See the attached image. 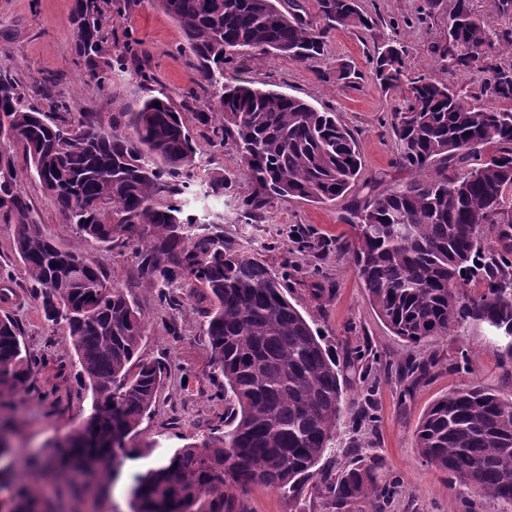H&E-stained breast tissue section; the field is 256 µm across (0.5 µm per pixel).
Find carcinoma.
Instances as JSON below:
<instances>
[{
  "instance_id": "cac0c4a2",
  "label": "carcinoma",
  "mask_w": 512,
  "mask_h": 512,
  "mask_svg": "<svg viewBox=\"0 0 512 512\" xmlns=\"http://www.w3.org/2000/svg\"><path fill=\"white\" fill-rule=\"evenodd\" d=\"M114 0H74L77 63L86 84L110 87L124 58H112L102 31ZM181 27L193 55L196 88L175 107L166 94L137 99L112 113L71 117L67 104L46 112L28 88L0 69V134L23 148L29 175L76 228L62 248L30 217L8 148H0V215L15 224L18 258L46 320L67 326L91 412L56 447L42 469L80 467L76 476L109 474L113 462L140 456L130 445L150 414L164 366L139 360L145 332L139 307L86 254L95 244L134 246L138 283L161 303L180 306L171 289L191 280L210 302L205 312L215 369L230 405L222 438L178 448L136 478L133 512H239L233 488L264 485L293 500L309 480L336 510L390 493L377 484V462L337 471L319 467L335 447L343 410L341 377L360 351L337 360L285 297L279 277L224 235V215H196L187 196L201 150L183 112L213 125L251 184L240 207L259 221L277 199L326 203L346 193L361 166L359 147L332 112L271 89L224 82V66L249 53L307 62L323 55L332 29L370 28L358 0H316L323 26L310 27L277 0H152ZM489 21L470 0H454L440 58L456 68L484 61L496 47ZM385 45L372 60L386 89L405 77L402 55ZM404 108L392 115L395 164L413 179L370 196L355 225L353 264L378 316L412 344L485 332L512 356V108L468 100L426 77L409 80ZM483 93L512 101V66H495ZM159 105H154V102ZM473 161L462 175L448 168ZM483 285L471 296L470 281ZM21 329L0 316V410L32 376ZM418 457L512 505V399L473 383L448 391L419 421ZM235 460L230 471L226 459ZM9 512H48L27 486Z\"/></svg>"
}]
</instances>
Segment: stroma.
Listing matches in <instances>:
<instances>
[{"instance_id": "obj_1", "label": "stroma", "mask_w": 512, "mask_h": 512, "mask_svg": "<svg viewBox=\"0 0 512 512\" xmlns=\"http://www.w3.org/2000/svg\"><path fill=\"white\" fill-rule=\"evenodd\" d=\"M359 4L374 19L373 28L331 31L321 59L301 63L246 56L224 71L227 81L250 82L335 112L362 156L351 189L326 203L277 200L260 222L247 223L237 200L249 193L250 183L235 153L189 112L186 123L202 150L199 186H206L217 175L227 183L222 200L200 194L195 206L202 213L222 212L225 235L283 276L288 300L337 356H345L355 346L372 350L378 379L376 421L353 426L354 404L361 401L364 385L359 378L348 377L344 417L336 434L339 454L330 466L336 469L361 459H378L377 481L393 485L394 491L378 506L359 503L350 512H505L503 505L478 490L452 486L448 474L422 464L415 448V430L433 402L449 390L477 383L512 397V357L495 347L493 337L472 330L418 345L395 336L371 305L344 247L354 235L366 185L387 193L411 178L410 172L394 165L397 145L390 124L392 112L404 103L405 91L384 89L374 79L376 50L396 44L403 52L407 77L443 81L476 95L490 67L512 64V44L501 42L484 68L454 69L433 52L434 46L448 40L451 0H359ZM73 5V0H0V66L8 67L33 90L53 79L55 98L69 100L77 111L99 113L107 126L113 112L129 100L162 92L176 99L193 87L197 74L181 28L150 0L107 20L113 55H123L129 41L136 58L128 59L125 69L113 74L109 89L85 86L84 69L75 62ZM142 67L151 70L152 81L142 82L138 74ZM342 68L351 70L352 78L337 79L335 73ZM323 70L330 72V80L319 79ZM12 152L33 220L45 235L68 246L75 239L74 228L66 224L39 181L26 174L22 148L13 147ZM14 236V224L0 218V274L11 275L0 297V313L18 322L21 340L37 362L31 384L14 395L8 410L0 412V418L10 423L9 442L17 454L14 465L23 468L30 458L51 456L65 434L86 419L90 396L79 379L65 329L46 321L40 310L15 252ZM307 239L325 242L328 251L306 249L303 242ZM89 254L112 282L126 288L146 317L140 358L162 363L168 372L149 417L133 439L140 457L126 461L111 479L84 477L85 492L79 498L65 499L64 508L66 512H131L135 475L185 444L224 432V394L218 389L222 377L214 369L201 315L206 301L198 289L187 281L175 289L183 305L175 311L159 304L153 291L136 284L132 249L95 247ZM317 283L324 289L319 297L312 294ZM430 359L437 365L426 377L418 381L408 377L410 362ZM235 496L241 512H329L323 497L309 485L294 502L279 489L259 485L236 491Z\"/></svg>"}]
</instances>
